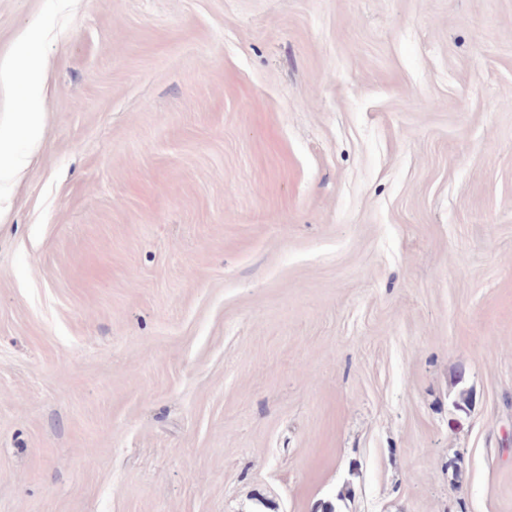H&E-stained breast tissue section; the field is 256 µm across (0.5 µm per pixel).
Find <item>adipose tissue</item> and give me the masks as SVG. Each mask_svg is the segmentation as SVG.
I'll list each match as a JSON object with an SVG mask.
<instances>
[{
  "instance_id": "ef3b65f1",
  "label": "adipose tissue",
  "mask_w": 512,
  "mask_h": 512,
  "mask_svg": "<svg viewBox=\"0 0 512 512\" xmlns=\"http://www.w3.org/2000/svg\"><path fill=\"white\" fill-rule=\"evenodd\" d=\"M0 84L23 91L27 101L24 111L12 113L8 121H0V195L12 176L26 163V156L17 147L18 140L34 145L40 142L45 128L41 110V68L37 59L28 64L16 60L0 61Z\"/></svg>"
}]
</instances>
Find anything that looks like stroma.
Returning a JSON list of instances; mask_svg holds the SVG:
<instances>
[{"label": "stroma", "instance_id": "stroma-1", "mask_svg": "<svg viewBox=\"0 0 512 512\" xmlns=\"http://www.w3.org/2000/svg\"><path fill=\"white\" fill-rule=\"evenodd\" d=\"M0 512H512V0H0ZM0 84L13 86L23 91L27 107L23 112H13L4 123L0 119V205L7 183L26 164V155L19 151L17 140L23 139L36 145L43 137L45 128L44 112L41 110V68L33 57L27 66L17 60L0 61ZM7 160L2 164V159Z\"/></svg>", "mask_w": 512, "mask_h": 512}]
</instances>
